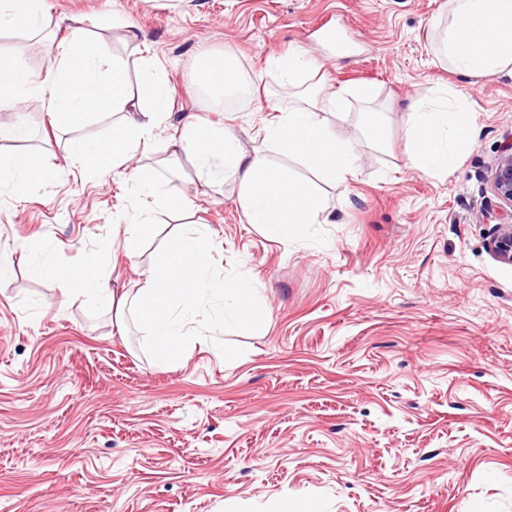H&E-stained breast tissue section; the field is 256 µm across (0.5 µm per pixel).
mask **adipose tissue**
Instances as JSON below:
<instances>
[{"mask_svg": "<svg viewBox=\"0 0 512 512\" xmlns=\"http://www.w3.org/2000/svg\"><path fill=\"white\" fill-rule=\"evenodd\" d=\"M439 50L462 77L512 71V0H448ZM36 90L48 93L49 114L56 124L93 105L111 106L119 114L108 143L75 142L68 148L69 162L90 164L102 175L129 161L168 112L166 84L152 65H144L140 95L132 97L121 61L106 45L90 46L77 32L57 45L55 62L43 79H35L20 60H0L1 103L17 104ZM347 104L343 93L306 97L263 125L261 133L323 181L345 179L353 174L357 156L350 144L336 139L328 117L345 111ZM412 114L406 132L408 159L425 172H447L470 140L471 103L440 88L429 100L416 102ZM177 147L201 170L209 168L214 156L223 155L224 174L239 184L238 200L248 223L262 225L273 235L316 223L322 200L315 186L269 168L258 155L241 149L231 131L216 133L190 122ZM209 245L204 224L171 240L157 252L142 287L132 295L116 292L96 271L79 276L60 266L55 275L63 291L127 309L147 337L156 364L173 367L202 336L196 323L199 310H207L216 322L234 323L253 333L267 325L265 311L251 301L248 291L212 271Z\"/></svg>", "mask_w": 512, "mask_h": 512, "instance_id": "obj_1", "label": "adipose tissue"}]
</instances>
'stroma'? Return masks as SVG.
<instances>
[{"label": "stroma", "instance_id": "obj_1", "mask_svg": "<svg viewBox=\"0 0 512 512\" xmlns=\"http://www.w3.org/2000/svg\"><path fill=\"white\" fill-rule=\"evenodd\" d=\"M447 19L448 0H45L40 28L0 29V59L38 79L74 27L122 59L130 84L152 58L169 115L132 163L154 167L171 200L128 259L131 168L102 176L65 160L71 141L111 137V107L58 127L47 97L0 106V124L29 126L0 155L37 163L23 193L0 191V512H266L275 499L296 512H512V267L486 248L512 220L492 210L488 182L512 139V75L449 71L432 30ZM325 22L351 52L327 46ZM209 53L231 55L246 82L234 109L195 89ZM295 54L314 68L270 73ZM362 84L376 101L329 119L355 173L317 183L326 210L304 231L247 223L237 184L210 178L223 157L205 172L171 154L195 116L312 180L263 141L262 122L303 91ZM441 86L476 119L454 167L433 175L407 162L405 128ZM370 109L385 144L362 127ZM189 224L208 225L212 269L253 289L268 325L207 334L175 367L154 364L132 320L33 271L80 270L94 254L134 288ZM380 114V112L362 113V126L367 135L377 143H383L390 135V131Z\"/></svg>", "mask_w": 512, "mask_h": 512}]
</instances>
